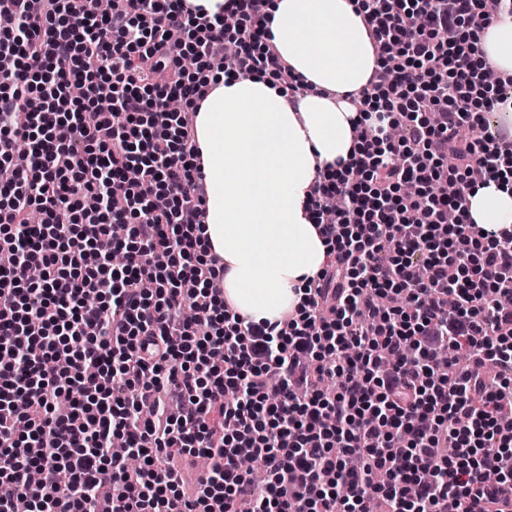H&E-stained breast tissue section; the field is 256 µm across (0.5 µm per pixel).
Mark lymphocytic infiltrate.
<instances>
[{
  "instance_id": "1",
  "label": "lymphocytic infiltrate",
  "mask_w": 512,
  "mask_h": 512,
  "mask_svg": "<svg viewBox=\"0 0 512 512\" xmlns=\"http://www.w3.org/2000/svg\"><path fill=\"white\" fill-rule=\"evenodd\" d=\"M377 66L360 148L309 205L327 260L302 310L247 323L200 235L198 73L302 81L268 13L184 0H8L0 29V484L29 512H505L512 229L468 196L512 176V99L479 33L512 0H361ZM236 50L225 56L224 45ZM401 123L406 136L389 138ZM480 129L465 140L463 127ZM40 210L43 221L27 214ZM127 225L125 236L112 234ZM208 311L199 332L193 309ZM466 361L435 368L448 347ZM259 460L253 484L242 456ZM207 458L185 496L176 458Z\"/></svg>"
}]
</instances>
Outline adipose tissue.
<instances>
[{"instance_id": "adipose-tissue-1", "label": "adipose tissue", "mask_w": 512, "mask_h": 512, "mask_svg": "<svg viewBox=\"0 0 512 512\" xmlns=\"http://www.w3.org/2000/svg\"><path fill=\"white\" fill-rule=\"evenodd\" d=\"M272 42L305 84L296 100L267 75L210 78L194 117L206 185L203 237L223 257L224 294L244 320L279 318L303 302L304 278L327 246L307 206L322 174L339 172L356 142L350 94L368 84L376 55L354 0H272ZM487 62L512 74V16L481 37ZM480 228L512 227V186L492 182L469 197Z\"/></svg>"}]
</instances>
